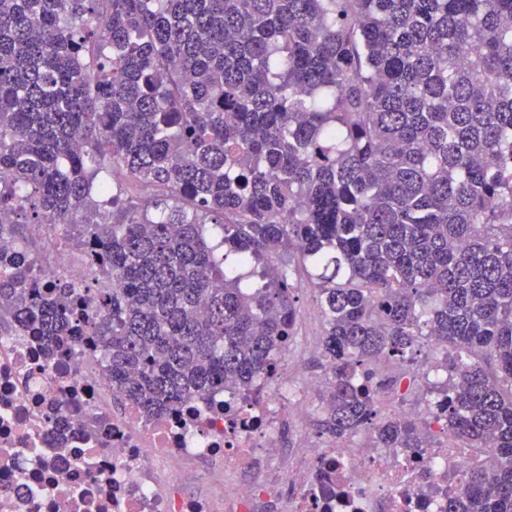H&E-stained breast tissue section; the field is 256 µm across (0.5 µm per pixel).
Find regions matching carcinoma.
I'll use <instances>...</instances> for the list:
<instances>
[{
  "mask_svg": "<svg viewBox=\"0 0 512 512\" xmlns=\"http://www.w3.org/2000/svg\"><path fill=\"white\" fill-rule=\"evenodd\" d=\"M0 175V215L112 272L93 329L147 415L271 370L291 251L332 372L317 429L419 447L362 379L434 336L448 435L487 449L446 512H512V0H0ZM75 290L1 269L0 328L63 348Z\"/></svg>",
  "mask_w": 512,
  "mask_h": 512,
  "instance_id": "obj_1",
  "label": "carcinoma"
}]
</instances>
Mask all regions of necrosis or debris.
<instances>
[{"label": "necrosis or debris", "mask_w": 512, "mask_h": 512, "mask_svg": "<svg viewBox=\"0 0 512 512\" xmlns=\"http://www.w3.org/2000/svg\"><path fill=\"white\" fill-rule=\"evenodd\" d=\"M29 234L44 244L42 287H111V275L54 225H30ZM445 355L432 339L409 366L371 371L379 400L424 429L421 447L309 436L295 450L289 427L301 424L312 383L287 375L288 349L252 392H217L150 417L132 402L113 411L92 332L53 358L36 330L14 329L0 336V512H446L486 451L448 436ZM267 458L286 460L280 481L262 477ZM192 464L212 493L187 490Z\"/></svg>", "instance_id": "4bbe7bcc"}]
</instances>
